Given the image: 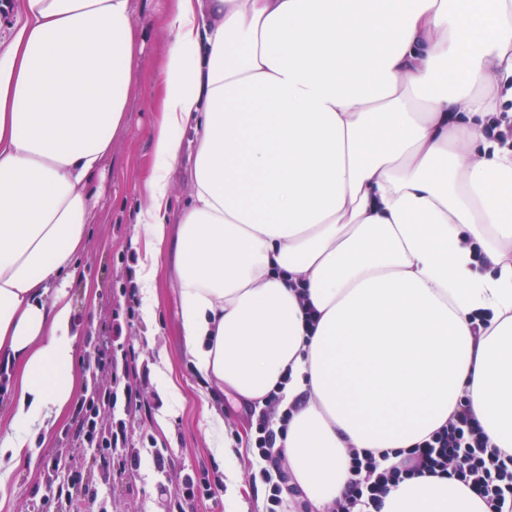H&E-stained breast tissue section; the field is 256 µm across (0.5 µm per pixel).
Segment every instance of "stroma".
<instances>
[{
  "label": "stroma",
  "mask_w": 512,
  "mask_h": 512,
  "mask_svg": "<svg viewBox=\"0 0 512 512\" xmlns=\"http://www.w3.org/2000/svg\"><path fill=\"white\" fill-rule=\"evenodd\" d=\"M164 0H133L134 21L145 32L139 80L133 87L126 123L112 142V155L94 179L100 191L96 220L87 225L83 248L76 254L82 277L69 287L73 305L71 332L78 338L75 376L77 385L89 379L85 358L91 342L119 337L121 344L134 345L139 363L150 369L146 393L158 409H170L166 426L157 420L132 426L141 465L130 481L103 477L94 449L81 452V471L86 491L64 504L61 512H159L162 496H177L181 475L200 474L202 469L224 470L228 459L215 456L211 439L200 426L201 409L212 404L224 413L223 438L230 447H243L236 465L241 479V512H266L269 485L257 472L252 447L258 409L224 394L215 383L203 379L182 351L181 304L177 293L175 256L167 254L155 281L157 305L153 323L141 315H128L123 289L137 287L135 271L140 259L133 241L142 237L137 222L147 203L143 178L153 164L149 131L154 124L155 82L167 33ZM167 357L179 386L177 397H169L152 371L160 357ZM72 424L64 413L48 435L34 440L31 463L19 465L0 486V512H33L36 495L52 496L48 481L54 462L67 443L65 432ZM166 449L168 463L158 469L155 450Z\"/></svg>",
  "instance_id": "1"
}]
</instances>
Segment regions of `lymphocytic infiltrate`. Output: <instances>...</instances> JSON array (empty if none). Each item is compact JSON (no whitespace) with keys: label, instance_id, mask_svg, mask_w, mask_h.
Wrapping results in <instances>:
<instances>
[{"label":"lymphocytic infiltrate","instance_id":"1","mask_svg":"<svg viewBox=\"0 0 512 512\" xmlns=\"http://www.w3.org/2000/svg\"><path fill=\"white\" fill-rule=\"evenodd\" d=\"M138 359L139 354L131 345L118 354L105 344L94 345L88 352L90 387L75 403L71 425L74 445L64 451L67 475L57 486V497H68L81 485L76 445L96 449L101 469L111 478H124L137 467L138 456L131 449L127 421L148 420L153 410L152 402L142 393L148 374L139 368ZM118 406L124 411L123 418L99 424L100 413L112 412ZM278 435L271 418L260 414L255 448L277 474L269 488L268 512H279L287 498L298 493L282 467V452L276 446ZM350 470L352 478L332 512L380 507L389 487L425 473L445 475L464 483L488 503L491 512H512V457L502 456L491 448L478 420L465 404L458 407L447 425L409 449L402 465L385 468L374 456L355 451L351 454Z\"/></svg>","mask_w":512,"mask_h":512}]
</instances>
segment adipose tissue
Returning <instances> with one entry per match:
<instances>
[{"label":"adipose tissue","instance_id":"obj_1","mask_svg":"<svg viewBox=\"0 0 512 512\" xmlns=\"http://www.w3.org/2000/svg\"><path fill=\"white\" fill-rule=\"evenodd\" d=\"M0 40V481L75 392L68 286L138 75L132 0H21ZM138 268L144 320L185 132L182 348L238 399L282 389L277 445L324 512L350 452L414 447L467 402L512 455V0H165ZM316 310L306 324L304 309ZM380 512H489L463 483ZM191 139V133L188 131L185 135V150L183 152L182 160L175 165L173 171L168 177L174 220L177 219L185 202L190 198V193L192 191L189 176V157L193 152Z\"/></svg>","mask_w":512,"mask_h":512}]
</instances>
